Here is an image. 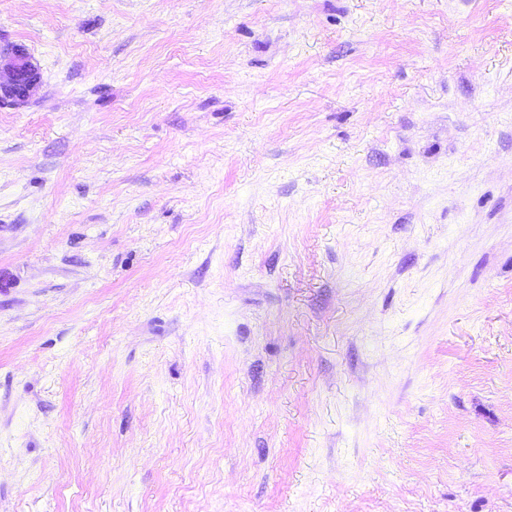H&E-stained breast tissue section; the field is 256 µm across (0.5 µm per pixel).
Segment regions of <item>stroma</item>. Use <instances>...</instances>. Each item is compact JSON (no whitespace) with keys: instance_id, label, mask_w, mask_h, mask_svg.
<instances>
[{"instance_id":"1","label":"stroma","mask_w":512,"mask_h":512,"mask_svg":"<svg viewBox=\"0 0 512 512\" xmlns=\"http://www.w3.org/2000/svg\"><path fill=\"white\" fill-rule=\"evenodd\" d=\"M0 42V512H512V0ZM39 83V68L23 45L0 46V103L24 104Z\"/></svg>"}]
</instances>
